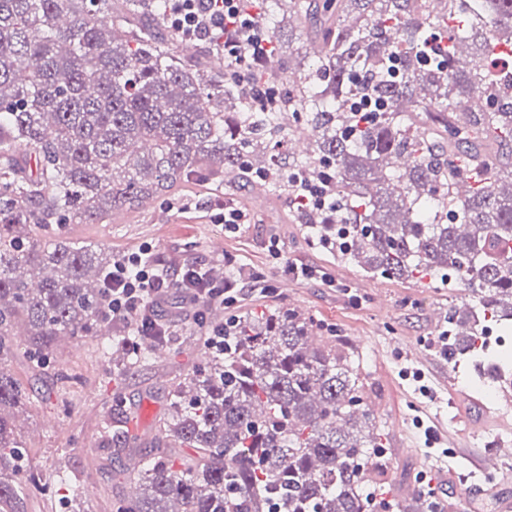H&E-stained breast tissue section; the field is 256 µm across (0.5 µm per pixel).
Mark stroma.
<instances>
[{
  "label": "stroma",
  "instance_id": "obj_1",
  "mask_svg": "<svg viewBox=\"0 0 512 512\" xmlns=\"http://www.w3.org/2000/svg\"><path fill=\"white\" fill-rule=\"evenodd\" d=\"M275 32L278 41L291 48L292 72H306L316 62L308 25L290 17ZM235 193L252 221L233 234L215 222L216 193L202 181L182 185L179 200L146 201L113 214L105 223L66 224L58 233L73 241L104 244L116 258L148 245L153 259L164 263L186 252L205 269L234 262L245 282L237 313L295 308L313 318L318 335L335 336L337 344L349 350L364 394L377 403L374 430L383 456L368 477L371 483L386 485L395 512H413L398 491L413 485L421 471L431 474L434 482L468 490L463 458L493 450L495 434L478 422L476 409H469L467 420L457 421V389L470 384L472 395L486 402L501 394L503 383L485 385L487 359L474 355L454 364L428 350L422 339L440 331L429 317L432 309L462 307L471 303V293L454 278L369 277L353 262L312 246L284 198L259 186L239 187ZM273 237L282 246L278 259L269 251ZM295 263L320 269L334 278V285L300 282L285 274L284 265ZM253 275L268 281L271 291L255 288L249 281ZM162 309L175 330L171 345L124 372L103 353L102 335L59 338L54 361L46 365L32 362L27 343L17 344L4 368L34 390L29 403L14 415L22 439L18 464L32 479L23 512H115L114 503L126 497L123 473L129 455L145 462L158 457L154 438L168 410L169 394L204 358L194 310L179 289L168 290ZM187 336L194 337L195 348L184 347ZM408 365L424 373L430 397H422L413 383L402 379L400 370ZM121 413L142 416L128 450L115 440ZM429 426L442 441L458 444V456L448 458L428 448L424 430ZM69 483L81 485L80 503L68 499Z\"/></svg>",
  "mask_w": 512,
  "mask_h": 512
}]
</instances>
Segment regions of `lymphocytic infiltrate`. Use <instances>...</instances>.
Masks as SVG:
<instances>
[{
    "label": "lymphocytic infiltrate",
    "mask_w": 512,
    "mask_h": 512,
    "mask_svg": "<svg viewBox=\"0 0 512 512\" xmlns=\"http://www.w3.org/2000/svg\"><path fill=\"white\" fill-rule=\"evenodd\" d=\"M172 29L181 38L203 40L221 34L224 77L236 85L258 108L276 111L287 107L281 86L258 79L269 63L274 45L258 26L247 0H168ZM102 313L133 327L139 340L168 336L172 330L154 309L169 288L167 272L147 251L113 260Z\"/></svg>",
    "instance_id": "1"
}]
</instances>
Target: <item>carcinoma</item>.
<instances>
[{
  "label": "carcinoma",
  "instance_id": "1",
  "mask_svg": "<svg viewBox=\"0 0 512 512\" xmlns=\"http://www.w3.org/2000/svg\"><path fill=\"white\" fill-rule=\"evenodd\" d=\"M259 16L314 23L323 53L287 79L280 48L265 66L288 84V111L253 108L212 67L218 43L185 59L157 29L166 0H0V364L24 326L30 353L49 358L59 336L98 323L112 254L93 243L34 231L100 224L182 182L224 174L261 180L295 199L328 184L322 209L292 208L313 244L365 272L403 279L450 272L472 293L452 325L512 317V98L482 65L454 66L470 42L512 51V0H263ZM119 27L124 40L112 39ZM443 55L420 50L436 33ZM387 102L377 119L351 110L358 96ZM298 115L307 155L281 165ZM34 161L18 159L21 148ZM475 180L462 198L458 186ZM295 309L240 316L224 347L172 390L158 446L138 472L141 493L116 512H369L362 475L380 448L350 354ZM153 336L122 367L168 344ZM30 392L0 368V512H20L28 478L5 412Z\"/></svg>",
  "mask_w": 512,
  "mask_h": 512
}]
</instances>
